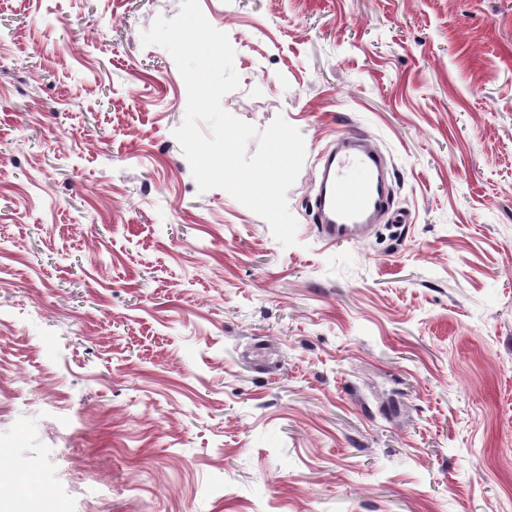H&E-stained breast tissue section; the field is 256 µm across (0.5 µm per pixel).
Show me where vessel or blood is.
<instances>
[{
    "instance_id": "vessel-or-blood-1",
    "label": "vessel or blood",
    "mask_w": 512,
    "mask_h": 512,
    "mask_svg": "<svg viewBox=\"0 0 512 512\" xmlns=\"http://www.w3.org/2000/svg\"><path fill=\"white\" fill-rule=\"evenodd\" d=\"M386 170L384 156L362 135H342L336 151L324 160L312 203L322 241H358L361 229L389 207L392 186Z\"/></svg>"
}]
</instances>
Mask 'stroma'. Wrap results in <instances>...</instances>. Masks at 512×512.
<instances>
[{"label":"stroma","instance_id":"obj_1","mask_svg":"<svg viewBox=\"0 0 512 512\" xmlns=\"http://www.w3.org/2000/svg\"><path fill=\"white\" fill-rule=\"evenodd\" d=\"M199 3L296 246L197 187L181 0H0V512H512V0ZM344 132L405 221L326 245Z\"/></svg>","mask_w":512,"mask_h":512}]
</instances>
